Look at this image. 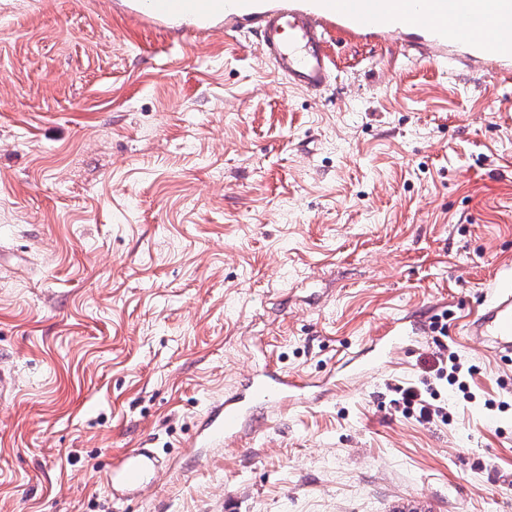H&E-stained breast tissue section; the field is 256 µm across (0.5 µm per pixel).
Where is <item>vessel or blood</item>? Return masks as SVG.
<instances>
[{"instance_id":"obj_1","label":"vessel or blood","mask_w":512,"mask_h":512,"mask_svg":"<svg viewBox=\"0 0 512 512\" xmlns=\"http://www.w3.org/2000/svg\"><path fill=\"white\" fill-rule=\"evenodd\" d=\"M117 8L141 27L188 32L200 39L219 29L255 31L276 71L305 91L328 86L334 67L329 40L336 34L348 39L402 37L410 50L442 60L459 45L491 65L512 59V0H118ZM412 334L405 322L394 321L377 337L373 360L352 362V370H369ZM465 334L496 354H512V278L493 284ZM299 388L294 377L271 370L249 378L238 392L211 405L199 444L237 439L254 408L288 401ZM163 468L150 448L123 455L112 468L113 500L134 496Z\"/></svg>"}]
</instances>
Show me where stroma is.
Masks as SVG:
<instances>
[{
  "instance_id": "35a3bbf8",
  "label": "stroma",
  "mask_w": 512,
  "mask_h": 512,
  "mask_svg": "<svg viewBox=\"0 0 512 512\" xmlns=\"http://www.w3.org/2000/svg\"><path fill=\"white\" fill-rule=\"evenodd\" d=\"M114 0H0V512H512V358L464 325L512 273V79L333 38L288 85L257 33L138 29ZM446 421L402 414L436 358ZM378 370L341 371L392 321ZM274 365L312 383L191 442ZM164 470L113 503L112 465ZM417 332V326L413 325L409 328L402 320H396L391 327L382 336H377L375 356L373 360H362L359 356H355L350 364L351 371H367L373 363H379L386 359L389 355L395 353L402 343ZM358 360V361H356ZM442 366L439 367L435 374V379L438 381H446V384L451 386L457 385L458 389L463 393H468L467 381L465 380L466 374H471V369L466 371L458 363L454 355L449 356L450 366L448 368V356L444 362V354L440 358ZM444 362V363H443Z\"/></svg>"
}]
</instances>
